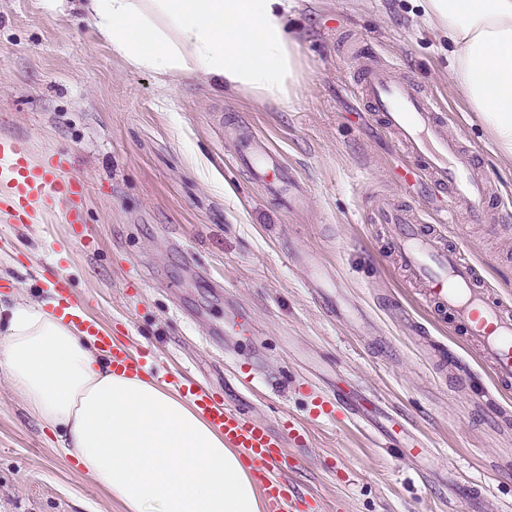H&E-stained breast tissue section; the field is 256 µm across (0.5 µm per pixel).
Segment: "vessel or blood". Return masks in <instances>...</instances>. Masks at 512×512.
<instances>
[{"label":"vessel or blood","mask_w":512,"mask_h":512,"mask_svg":"<svg viewBox=\"0 0 512 512\" xmlns=\"http://www.w3.org/2000/svg\"><path fill=\"white\" fill-rule=\"evenodd\" d=\"M357 56L356 84L363 101L409 159L397 173L399 182L420 188L433 203L439 223H498L499 214L487 205L493 186L468 146L449 136L447 117L435 96L397 79V63L386 61L379 52L361 49ZM239 157L269 195L291 206L303 202L305 183L263 138L251 137ZM70 167L67 153L55 152L35 161L19 143L0 138V217L11 224H41L47 214L56 213L67 224L71 241L86 244L87 184L72 176ZM371 221L387 228L394 252L422 287L424 306L448 313L455 327L465 330L496 385L512 384V302L482 287L478 264L447 246L437 230L424 229L414 210L386 203L373 209ZM51 285L57 299L55 314L91 337L111 359L113 370L129 375L153 372L150 352L132 350L86 316L64 269H57ZM165 382L223 434L225 446L240 450L258 484L265 512H315L316 499L303 493L288 475L295 464L286 444L306 446L305 424L282 420L283 432L277 435L184 374L168 373ZM312 406L319 417H333L344 410L366 423L377 411L364 400L352 403L318 393L312 397Z\"/></svg>","instance_id":"b4317fda"}]
</instances>
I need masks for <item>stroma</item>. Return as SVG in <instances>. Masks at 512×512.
<instances>
[{
    "instance_id": "35a3bbf8",
    "label": "stroma",
    "mask_w": 512,
    "mask_h": 512,
    "mask_svg": "<svg viewBox=\"0 0 512 512\" xmlns=\"http://www.w3.org/2000/svg\"><path fill=\"white\" fill-rule=\"evenodd\" d=\"M291 14L305 82L283 107L188 80L160 87L128 69L78 12L0 0V138L25 143L36 160L71 156L72 175L88 184L92 238L59 249L66 227L55 220L0 221V280L11 283L0 305L53 300L45 268L60 257L89 315L111 336L152 349L158 374L180 369L272 427L285 416L307 422L292 476L322 512H470L462 489L473 483L484 512H512V434L490 438L475 408L490 371L449 316L421 304L369 221L388 200L426 224L431 211L421 193L394 182L405 158L361 104L339 34L401 58L399 77L445 100L449 134L471 146L505 194L512 161L453 84L451 47L417 0H292ZM240 133L266 137L298 173L304 208H284L251 179L236 157ZM444 233L491 288L512 295V221ZM297 252L313 254L337 304L364 319L339 318L316 299ZM232 308L248 316L249 335L225 334ZM452 352L471 369V385L449 373ZM244 359L258 365L249 390L233 379ZM340 384L403 417L426 448L404 455L381 447L366 424L310 419L312 391L329 396ZM0 512H122L61 455L1 375Z\"/></svg>"
}]
</instances>
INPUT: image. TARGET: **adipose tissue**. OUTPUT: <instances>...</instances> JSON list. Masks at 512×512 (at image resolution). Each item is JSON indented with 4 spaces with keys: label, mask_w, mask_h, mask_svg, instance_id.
Masks as SVG:
<instances>
[{
    "label": "adipose tissue",
    "mask_w": 512,
    "mask_h": 512,
    "mask_svg": "<svg viewBox=\"0 0 512 512\" xmlns=\"http://www.w3.org/2000/svg\"><path fill=\"white\" fill-rule=\"evenodd\" d=\"M83 19L161 86L196 80L291 105L304 84L292 0H77ZM453 45V81L512 160V0H423ZM0 372L65 455L123 512H262L236 449L186 401L113 371L64 317L18 304L0 317Z\"/></svg>",
    "instance_id": "ef3b65f1"
}]
</instances>
